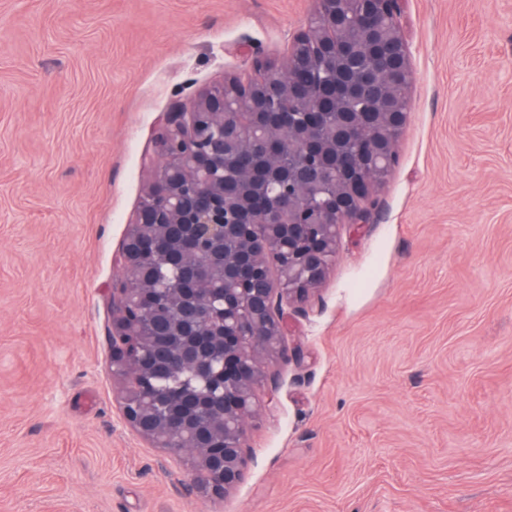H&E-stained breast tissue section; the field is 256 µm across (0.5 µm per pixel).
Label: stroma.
<instances>
[{
    "instance_id": "1",
    "label": "stroma",
    "mask_w": 512,
    "mask_h": 512,
    "mask_svg": "<svg viewBox=\"0 0 512 512\" xmlns=\"http://www.w3.org/2000/svg\"><path fill=\"white\" fill-rule=\"evenodd\" d=\"M312 0H0V512H512V0H401L399 163L289 308L240 483L127 426L108 333L166 113Z\"/></svg>"
}]
</instances>
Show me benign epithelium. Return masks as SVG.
Returning a JSON list of instances; mask_svg holds the SVG:
<instances>
[{
  "label": "benign epithelium",
  "mask_w": 512,
  "mask_h": 512,
  "mask_svg": "<svg viewBox=\"0 0 512 512\" xmlns=\"http://www.w3.org/2000/svg\"><path fill=\"white\" fill-rule=\"evenodd\" d=\"M398 15L399 0H314L284 59L254 56L253 75L174 106L157 134L112 289V370L125 422L182 456L203 497L243 476L269 364L302 359L285 306L324 281L398 164Z\"/></svg>",
  "instance_id": "obj_1"
}]
</instances>
